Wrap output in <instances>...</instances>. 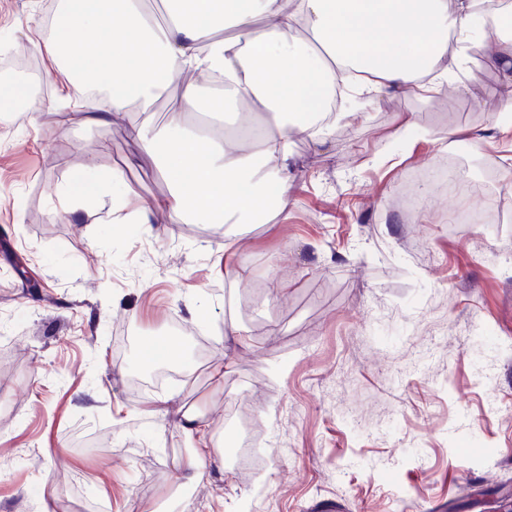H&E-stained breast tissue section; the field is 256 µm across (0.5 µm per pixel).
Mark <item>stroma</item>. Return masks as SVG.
Here are the masks:
<instances>
[{
    "mask_svg": "<svg viewBox=\"0 0 512 512\" xmlns=\"http://www.w3.org/2000/svg\"><path fill=\"white\" fill-rule=\"evenodd\" d=\"M52 3L0 0V69L49 78L0 116V512L56 496L78 512H496L512 486V124L474 99L501 73L467 69L470 98L348 93L360 119L293 135L292 202L260 222L116 224L107 201L68 224L57 190L75 171H122L135 202L169 183L129 121L52 122ZM460 156L477 165L443 195L434 170ZM463 209L502 221L453 228ZM228 239L247 279L224 271ZM168 335L172 375L147 387L140 343ZM187 411L225 461L190 486Z\"/></svg>",
    "mask_w": 512,
    "mask_h": 512,
    "instance_id": "stroma-1",
    "label": "stroma"
}]
</instances>
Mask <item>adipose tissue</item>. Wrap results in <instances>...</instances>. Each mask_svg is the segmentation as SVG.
<instances>
[{"label":"adipose tissue","instance_id":"adipose-tissue-1","mask_svg":"<svg viewBox=\"0 0 512 512\" xmlns=\"http://www.w3.org/2000/svg\"><path fill=\"white\" fill-rule=\"evenodd\" d=\"M178 13L151 22L143 0H62L46 45L62 75L59 105L78 103L80 124L105 127L126 112L148 111L167 87L182 88L168 123L133 125V135L157 162L168 196L128 210L121 171L74 174L58 195L62 219L82 220L94 203L111 199L115 214L149 223L174 213L178 224H249L268 205L287 209L294 164L291 132L317 133L336 86L354 73L358 93L397 89L424 95L463 69L468 44L494 35L486 65L504 79L495 110L512 120V0L479 9L478 0H168ZM222 76L210 108L224 112L261 103L270 130L258 153L235 141L186 128L197 111L195 83L185 72ZM104 87L107 103L86 94Z\"/></svg>","mask_w":512,"mask_h":512}]
</instances>
